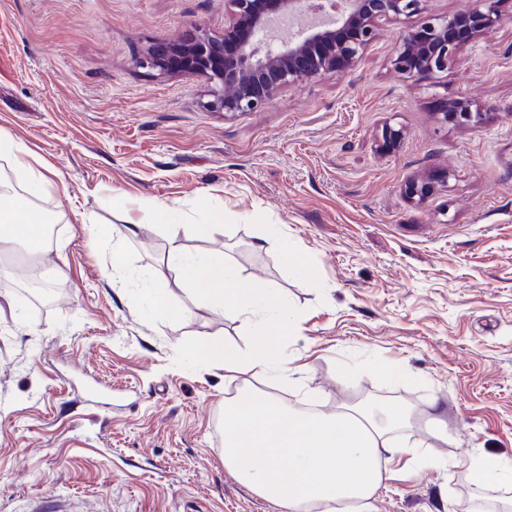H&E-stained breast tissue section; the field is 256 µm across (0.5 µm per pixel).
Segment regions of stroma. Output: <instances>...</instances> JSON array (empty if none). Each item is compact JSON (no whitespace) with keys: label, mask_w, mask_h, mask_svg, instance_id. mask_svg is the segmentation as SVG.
Masks as SVG:
<instances>
[{"label":"stroma","mask_w":512,"mask_h":512,"mask_svg":"<svg viewBox=\"0 0 512 512\" xmlns=\"http://www.w3.org/2000/svg\"><path fill=\"white\" fill-rule=\"evenodd\" d=\"M500 23L465 44L445 72L402 79L391 59L410 22L379 20L356 66L283 89L267 106L226 116L205 108L206 77L142 68L157 41L194 25L221 34L226 0H0V195L24 167L48 177L32 203L56 227L40 261L54 304L37 308L16 281L24 245L0 254V512H277L224 467L223 370L196 344L249 345L252 322L224 314L176 277L155 282L171 240L223 254L264 280L300 319L280 352L302 387L258 388L294 407L331 410L371 398L425 411L438 400L454 439L445 466L388 464L377 512H489L505 489L474 487L450 459L479 448L512 460V0ZM481 123H443L448 102ZM402 131L381 147L384 124ZM449 172L422 204L412 177ZM157 204L185 213L159 226ZM224 212V231L190 225ZM140 229L124 244L131 273L114 286L111 245L91 224ZM278 225L318 285L285 268ZM157 288L183 318L142 299ZM357 369L338 387L336 367ZM392 364L412 381L373 370Z\"/></svg>","instance_id":"1"}]
</instances>
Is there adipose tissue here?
Listing matches in <instances>:
<instances>
[{"label":"adipose tissue","mask_w":512,"mask_h":512,"mask_svg":"<svg viewBox=\"0 0 512 512\" xmlns=\"http://www.w3.org/2000/svg\"><path fill=\"white\" fill-rule=\"evenodd\" d=\"M50 188L43 173H26L23 193L0 209L1 245L20 242L31 252H42L45 225L30 201ZM171 274L224 312L246 316L261 308L268 314L250 347L229 350L210 340L192 350L196 361L223 368L225 379L239 383L224 400V466L255 494L282 512H374L385 479L383 463L398 458L414 472L441 466V459L410 432L417 420L435 439L451 442L438 408L417 419L392 405L378 414L364 405L346 404L329 413H309L252 384V377L265 375L291 384L297 372L278 349L281 339L297 328L298 318L263 280L239 275L223 256L191 254L176 242L155 277L163 280ZM456 465L475 486L512 489L511 460L475 448Z\"/></svg>","instance_id":"adipose-tissue-1"}]
</instances>
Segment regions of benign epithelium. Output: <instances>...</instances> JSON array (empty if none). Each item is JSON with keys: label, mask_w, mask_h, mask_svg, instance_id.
<instances>
[{"label": "benign epithelium", "mask_w": 512, "mask_h": 512, "mask_svg": "<svg viewBox=\"0 0 512 512\" xmlns=\"http://www.w3.org/2000/svg\"><path fill=\"white\" fill-rule=\"evenodd\" d=\"M228 3L224 34L216 36L197 25L179 41L150 46L140 59L141 67L161 74L180 70L206 76L210 86L204 106L226 115L254 112L289 85L350 69L376 39L380 19L421 17L418 26L404 31L391 60L407 80L446 71L463 42L500 20V0H473L452 16L428 13L427 0H342L327 23L303 27L298 40L277 45L271 38L275 23L305 15L312 9L310 0ZM482 116L461 103L442 112L443 121L458 125L477 124ZM433 189V181L420 177L404 185L405 195L416 204Z\"/></svg>", "instance_id": "1"}]
</instances>
